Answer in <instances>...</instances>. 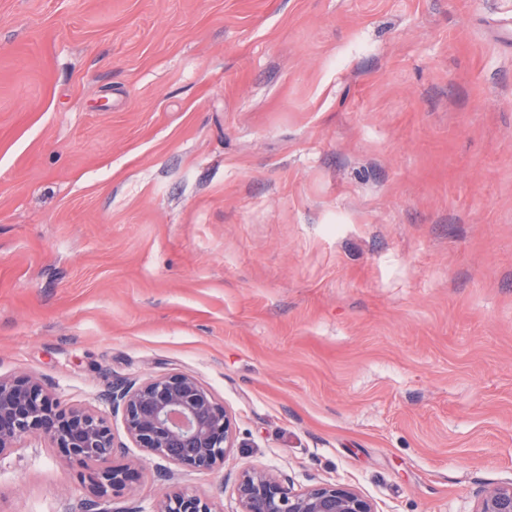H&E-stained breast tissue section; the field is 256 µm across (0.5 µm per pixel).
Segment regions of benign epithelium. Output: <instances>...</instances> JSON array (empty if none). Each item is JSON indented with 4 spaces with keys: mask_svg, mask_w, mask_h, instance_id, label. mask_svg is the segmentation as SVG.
<instances>
[{
    "mask_svg": "<svg viewBox=\"0 0 512 512\" xmlns=\"http://www.w3.org/2000/svg\"><path fill=\"white\" fill-rule=\"evenodd\" d=\"M101 401L121 416L135 447L149 456L192 470H211L234 448L231 419L195 377L174 373L112 385ZM44 441L61 458L96 467L85 512L118 496L136 471L132 461L104 466L118 445L105 414L66 405L35 377H0V460L22 441ZM238 512H376L356 489L319 482L296 490L289 479L263 470L243 472L236 483ZM151 512H222L211 498L175 492ZM476 512H512V484L480 490Z\"/></svg>",
    "mask_w": 512,
    "mask_h": 512,
    "instance_id": "benign-epithelium-1",
    "label": "benign epithelium"
}]
</instances>
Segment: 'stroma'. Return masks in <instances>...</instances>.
<instances>
[{
  "instance_id": "35a3bbf8",
  "label": "stroma",
  "mask_w": 512,
  "mask_h": 512,
  "mask_svg": "<svg viewBox=\"0 0 512 512\" xmlns=\"http://www.w3.org/2000/svg\"><path fill=\"white\" fill-rule=\"evenodd\" d=\"M170 373L237 446L144 459L116 512H235L248 469L377 512L512 482V0H0V377ZM90 473L20 443L0 512ZM211 498L200 494L175 492L166 494L154 505L151 512H222Z\"/></svg>"
}]
</instances>
